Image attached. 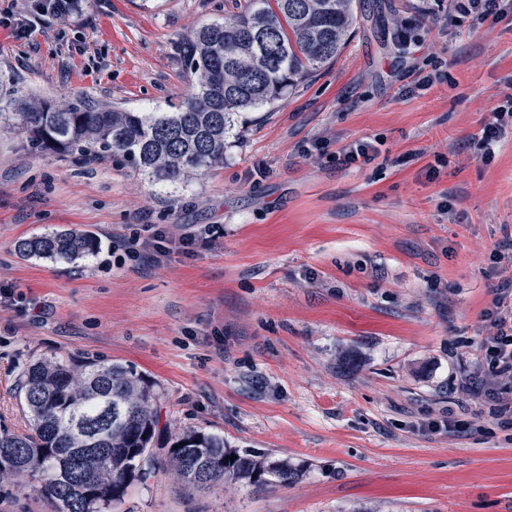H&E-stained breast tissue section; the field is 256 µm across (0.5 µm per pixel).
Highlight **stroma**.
<instances>
[{
  "label": "stroma",
  "instance_id": "35a3bbf8",
  "mask_svg": "<svg viewBox=\"0 0 512 512\" xmlns=\"http://www.w3.org/2000/svg\"><path fill=\"white\" fill-rule=\"evenodd\" d=\"M0 0V88L164 112L182 40L233 0H87L65 19ZM437 0H357L339 58L271 112L246 113L222 166L179 189L123 159L31 152L0 130V424L41 356L134 364L166 429L194 427L303 468L295 483L183 489L158 471L124 512H512V427L460 389L512 266V11L436 21ZM413 41L401 58L397 29ZM374 140L350 165L342 148ZM56 228L94 235L74 263L21 258ZM151 248L129 252L134 237ZM509 125L512 127V96L506 97L505 101L488 112L482 134L486 154L493 153V144Z\"/></svg>",
  "mask_w": 512,
  "mask_h": 512
}]
</instances>
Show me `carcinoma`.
<instances>
[{"label":"carcinoma","instance_id":"1","mask_svg":"<svg viewBox=\"0 0 512 512\" xmlns=\"http://www.w3.org/2000/svg\"><path fill=\"white\" fill-rule=\"evenodd\" d=\"M356 0H244L222 22L200 24L183 40L191 92L173 112H137L73 102L10 98L0 126L36 151L81 158L122 157L153 185L177 188L224 164L240 114L271 111L285 93L335 61L354 29ZM98 239L62 229L22 239L26 258L73 263L94 255ZM26 428L0 426V491L23 476L54 512H120L129 488L161 469L187 489L226 482L262 489L288 485L302 468L224 435L189 428L165 457L154 453L161 392L130 363L46 356L16 381ZM184 446H179V443ZM235 460H230L231 455Z\"/></svg>","mask_w":512,"mask_h":512}]
</instances>
